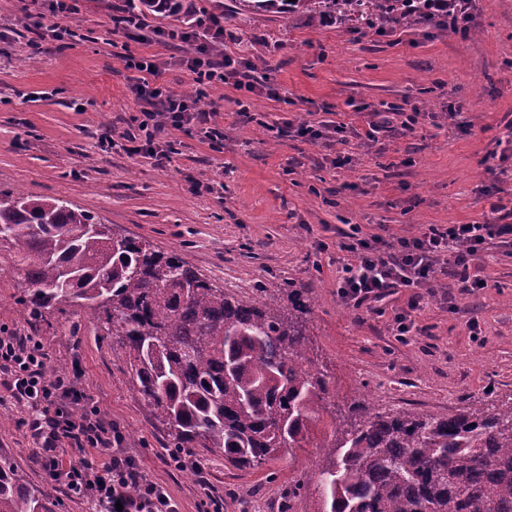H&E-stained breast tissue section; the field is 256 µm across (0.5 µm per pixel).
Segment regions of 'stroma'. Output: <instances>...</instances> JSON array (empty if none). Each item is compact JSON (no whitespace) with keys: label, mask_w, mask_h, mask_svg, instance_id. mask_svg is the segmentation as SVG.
<instances>
[{"label":"stroma","mask_w":512,"mask_h":512,"mask_svg":"<svg viewBox=\"0 0 512 512\" xmlns=\"http://www.w3.org/2000/svg\"><path fill=\"white\" fill-rule=\"evenodd\" d=\"M123 3L79 0L82 39L48 40L34 53L17 0H0V28L10 31L0 41V189L64 198L119 235L178 253L235 295L309 289V345L330 378L309 445L244 470L194 448L189 465L171 467L165 432L130 386L116 340L98 335L77 309L31 320L7 273L11 257L0 251V327L37 337L48 365L78 375L119 428L124 452L179 512H319L317 473L349 429L352 403L445 413L465 401L512 397V246L481 252L475 271L485 288L466 292L454 276H439L404 337L395 318L405 294L370 311L343 305L336 288L345 257L336 243L346 224L366 239L410 236L431 224L483 221L486 190L512 192V0H478L464 39L429 36L417 23L358 40L351 23L329 14H252L225 23V50H248L282 98L255 96L243 107L234 88L213 86L199 106L223 132L221 145L169 131L177 152L161 166L100 145L141 109L125 54L156 56L171 90L192 86L174 49L127 38L114 21ZM402 101L418 110L413 131L369 146L351 140V162L341 169L326 149L283 126L309 118L359 126L362 107ZM193 178L218 189L191 193ZM0 415L8 419L0 454L28 481L46 482L27 425L32 411L1 385ZM296 484L301 491L289 498Z\"/></svg>","instance_id":"35a3bbf8"}]
</instances>
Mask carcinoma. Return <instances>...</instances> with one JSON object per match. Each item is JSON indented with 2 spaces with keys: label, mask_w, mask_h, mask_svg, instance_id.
<instances>
[{
  "label": "carcinoma",
  "mask_w": 512,
  "mask_h": 512,
  "mask_svg": "<svg viewBox=\"0 0 512 512\" xmlns=\"http://www.w3.org/2000/svg\"><path fill=\"white\" fill-rule=\"evenodd\" d=\"M131 15L176 17L182 0H125ZM423 0H235L234 13L318 7L373 27L423 12ZM18 303L35 320L78 306L117 336L132 387L171 448H205L236 468L311 439L329 394L309 356L308 292H224L176 253L117 237L61 198L0 190V248ZM288 304H283V301ZM355 423L318 471L320 512H512V397L447 414L380 412L356 402ZM49 483L31 485L0 455V512H49Z\"/></svg>",
  "instance_id": "1"
}]
</instances>
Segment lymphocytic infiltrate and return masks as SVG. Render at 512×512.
Returning a JSON list of instances; mask_svg holds the SVG:
<instances>
[{
    "label": "lymphocytic infiltrate",
    "mask_w": 512,
    "mask_h": 512,
    "mask_svg": "<svg viewBox=\"0 0 512 512\" xmlns=\"http://www.w3.org/2000/svg\"><path fill=\"white\" fill-rule=\"evenodd\" d=\"M34 2L37 9L28 19L39 39L61 42L76 38L78 29L71 23L77 12L76 0ZM153 39L180 47L176 63L190 74L196 92L179 95L160 84L155 57L126 55V69L139 74L131 91L142 108L121 140L105 136L103 147H119L130 155L146 154L161 165L174 152L173 142L165 138L169 130L197 131L201 140L213 146L223 140V132L209 126L207 114L197 108L199 97L212 86L229 84L250 96L280 98L278 87L269 78L255 76L244 52L219 53L224 23L217 16L177 31H154ZM415 122V115L393 104L369 112L361 130L343 122H303L296 133L311 144L334 150L353 137L375 143L380 134L395 128L412 131ZM503 209V204H491L492 216L481 224L432 225L420 234L391 240H367L361 238L359 228H352L338 243L339 249L351 256L341 268L338 295L345 305L359 308L407 292L408 311L398 317L396 327L399 335H406L412 328L410 312L420 309L439 274L453 273L468 291L482 287V280L471 276L470 263L490 241L512 242V224L502 223L499 217ZM47 359L44 345L36 337L0 336V374L13 397L33 412L29 428L39 445L37 460L51 481L83 495L97 512H177L164 487L122 452V434L113 423L95 414L76 418L63 407V400L84 403L89 396L77 377L48 374ZM91 449L102 457V464L88 459ZM132 485L137 488L133 494L128 491Z\"/></svg>",
    "instance_id": "obj_1"
}]
</instances>
